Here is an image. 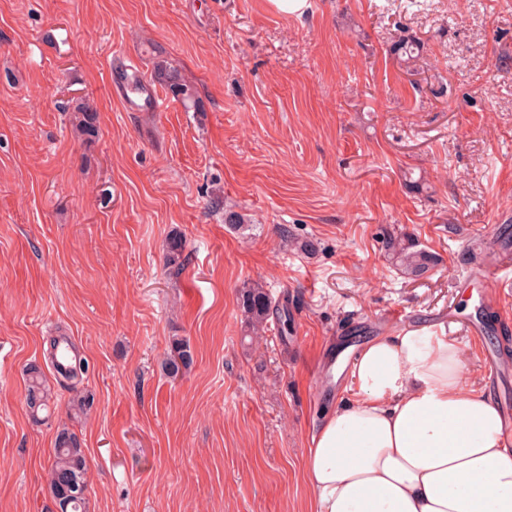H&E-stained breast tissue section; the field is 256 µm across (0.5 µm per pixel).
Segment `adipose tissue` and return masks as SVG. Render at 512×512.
<instances>
[{
  "instance_id": "adipose-tissue-1",
  "label": "adipose tissue",
  "mask_w": 512,
  "mask_h": 512,
  "mask_svg": "<svg viewBox=\"0 0 512 512\" xmlns=\"http://www.w3.org/2000/svg\"><path fill=\"white\" fill-rule=\"evenodd\" d=\"M354 391L311 438L313 512H512L503 419L444 332L404 327L356 354Z\"/></svg>"
}]
</instances>
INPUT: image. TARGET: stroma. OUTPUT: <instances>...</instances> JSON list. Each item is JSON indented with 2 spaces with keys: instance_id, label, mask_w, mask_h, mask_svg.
<instances>
[{
  "instance_id": "obj_1",
  "label": "stroma",
  "mask_w": 512,
  "mask_h": 512,
  "mask_svg": "<svg viewBox=\"0 0 512 512\" xmlns=\"http://www.w3.org/2000/svg\"><path fill=\"white\" fill-rule=\"evenodd\" d=\"M424 48L401 60L397 39ZM166 60L195 92L161 112L112 95ZM85 100L99 136L65 107ZM242 216L226 223L227 213ZM408 235L436 266L387 256ZM184 268L167 262L172 236ZM512 0H0V512H54L58 430L82 441L88 512H310L311 436L349 370H309L392 330L438 324L485 380L512 310ZM262 284L292 322L252 338ZM470 324L483 326L469 335ZM66 332L89 362L33 421L24 370ZM187 340L191 368L161 363ZM74 126L83 141L93 142L99 134L96 112L83 100L72 101ZM387 247L388 257L406 276L420 277L434 267L435 257L411 237L390 238ZM239 307L252 334L262 330L273 313L270 297L260 284L243 288L239 297Z\"/></svg>"
}]
</instances>
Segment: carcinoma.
I'll return each mask as SVG.
<instances>
[{
	"instance_id": "cac0c4a2",
	"label": "carcinoma",
	"mask_w": 512,
	"mask_h": 512,
	"mask_svg": "<svg viewBox=\"0 0 512 512\" xmlns=\"http://www.w3.org/2000/svg\"><path fill=\"white\" fill-rule=\"evenodd\" d=\"M155 78L163 84L177 100H195L192 87L183 82L177 70L165 61L155 66ZM74 126L83 141L92 142L99 134L96 112L83 100L73 102ZM185 243L180 236H174L168 243V262L181 268ZM388 257L402 274L420 277L434 267L435 257L419 247L410 237L394 238L387 242ZM239 307L245 322L256 334L266 326L271 314V300L266 289L254 284L241 291ZM45 363L51 365L59 381L72 382L75 393L71 410L85 414L90 409V400L80 395L77 382L88 371V361L78 352L67 336H58L50 343L44 355ZM193 364L189 342L177 339L172 344L171 353L163 360L162 368L171 377L188 370ZM26 406L33 418L47 407L50 388L44 379L42 367L31 363L26 369ZM87 461L85 450L78 438L67 430L60 431L55 440L53 459L48 468V486L52 498L60 512H87L86 492L88 488Z\"/></svg>"
}]
</instances>
